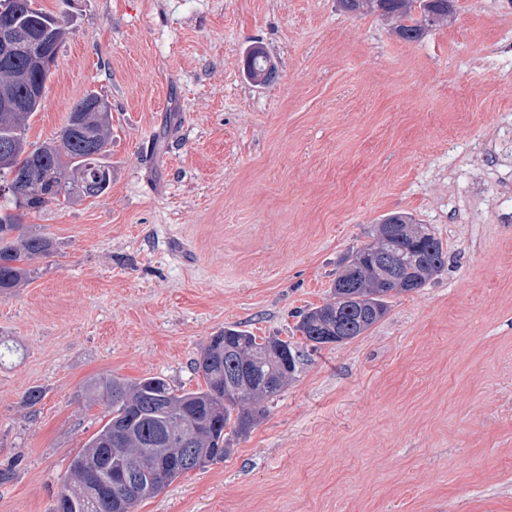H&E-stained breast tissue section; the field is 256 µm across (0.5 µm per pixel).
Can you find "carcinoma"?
<instances>
[{
  "label": "carcinoma",
  "mask_w": 512,
  "mask_h": 512,
  "mask_svg": "<svg viewBox=\"0 0 512 512\" xmlns=\"http://www.w3.org/2000/svg\"><path fill=\"white\" fill-rule=\"evenodd\" d=\"M34 0H0V31L22 33L14 57L0 58V93L14 110L0 112V294L19 287L30 275L28 264L55 250L43 233L23 230V217L63 200L98 197L112 183L108 161L110 109L91 92L71 108L55 136L40 144L28 142V120L38 111L52 69H38L40 56L57 51L68 31L58 18ZM366 8L402 20L396 34L404 41L422 38L429 27L448 16V0H346V10ZM247 75L270 84L276 67L260 48L247 59ZM53 183L49 191L44 184ZM357 258L344 265L333 283L330 301L300 315L297 325L305 346L316 352L323 337L349 342L373 327L388 311L387 297L395 291L424 287L445 265L442 241L424 224L404 213L381 220L373 242L360 247ZM302 352L276 336H256L226 327L210 337L195 362L206 387L197 391L172 389L157 376L128 384L110 376L87 384L93 401L105 406L107 420L73 458L65 484L77 495L65 512H137L142 501L158 494L133 489L107 502L102 495L82 494L91 471L111 462L136 460L150 469L154 449L168 434H185L191 448H206L211 460L222 461L231 441L248 437L264 416L262 403L278 395L300 364Z\"/></svg>",
  "instance_id": "carcinoma-1"
}]
</instances>
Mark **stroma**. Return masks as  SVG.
<instances>
[{"label": "stroma", "instance_id": "obj_1", "mask_svg": "<svg viewBox=\"0 0 512 512\" xmlns=\"http://www.w3.org/2000/svg\"><path fill=\"white\" fill-rule=\"evenodd\" d=\"M35 5L70 35L28 140L103 96L112 187L24 220L56 251L0 295V512H53L105 422L87 380L204 387L194 361L227 326L301 344V312L395 212L444 269L138 512H512V0H454L416 42L337 0ZM254 45L271 84L245 74Z\"/></svg>", "mask_w": 512, "mask_h": 512}]
</instances>
